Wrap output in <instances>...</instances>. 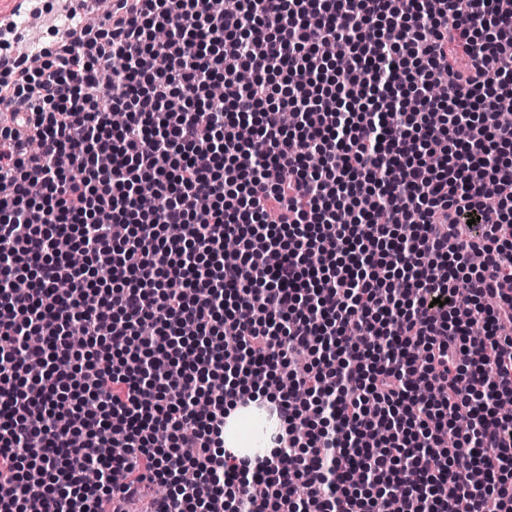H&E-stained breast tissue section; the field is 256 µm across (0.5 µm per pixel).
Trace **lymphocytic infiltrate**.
Masks as SVG:
<instances>
[{"mask_svg":"<svg viewBox=\"0 0 512 512\" xmlns=\"http://www.w3.org/2000/svg\"><path fill=\"white\" fill-rule=\"evenodd\" d=\"M511 96L512 0L71 13L0 80V512H512ZM264 422L256 412L254 405L243 407L238 404L234 409H231L229 416L224 423V448L230 451L238 458H254L256 448H266L265 456H270L271 453L277 448L269 446L266 443V438L262 439L260 446L251 442L247 437V429L257 421Z\"/></svg>","mask_w":512,"mask_h":512,"instance_id":"lymphocytic-infiltrate-1","label":"lymphocytic infiltrate"}]
</instances>
